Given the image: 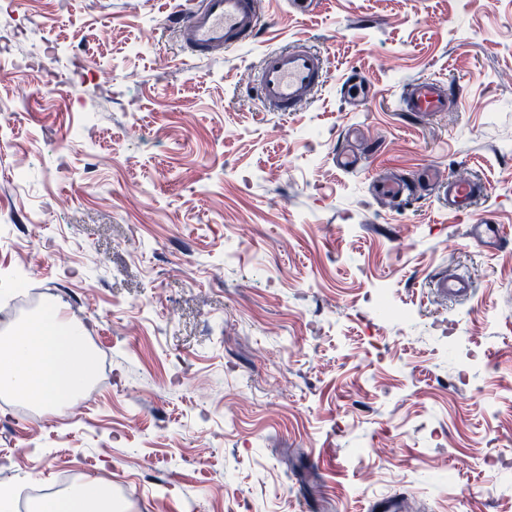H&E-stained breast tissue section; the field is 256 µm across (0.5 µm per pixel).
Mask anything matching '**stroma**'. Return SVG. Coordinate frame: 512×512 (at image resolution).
Instances as JSON below:
<instances>
[{"instance_id":"stroma-1","label":"stroma","mask_w":512,"mask_h":512,"mask_svg":"<svg viewBox=\"0 0 512 512\" xmlns=\"http://www.w3.org/2000/svg\"><path fill=\"white\" fill-rule=\"evenodd\" d=\"M189 3L0 5V35L28 30L0 76V328L36 291L108 375L39 423L0 397V484L71 471L130 512H512V0H261L256 42L208 57L173 22ZM298 41L332 79L265 111L258 62ZM422 77L450 111L400 110ZM463 168L469 216L422 184ZM382 171L410 196L376 199ZM444 269L469 299L429 288Z\"/></svg>"}]
</instances>
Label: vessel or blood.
<instances>
[{
    "label": "vessel or blood",
    "mask_w": 512,
    "mask_h": 512,
    "mask_svg": "<svg viewBox=\"0 0 512 512\" xmlns=\"http://www.w3.org/2000/svg\"><path fill=\"white\" fill-rule=\"evenodd\" d=\"M176 24L185 46L199 54L252 45L260 29L258 0H191ZM257 90L271 112H295L310 102L328 83L331 72L323 56L310 48L285 46L264 54L257 74ZM404 111L419 115L445 112L450 99L438 81L422 79L409 83L401 96ZM427 183L448 205L461 215H471L479 196L477 183L464 172L441 176L428 172ZM377 197L401 201L411 193L407 181L398 177L375 179ZM440 295L464 299L472 293L469 278L444 271L431 282Z\"/></svg>",
    "instance_id": "vessel-or-blood-1"
}]
</instances>
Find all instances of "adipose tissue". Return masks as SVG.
Returning <instances> with one entry per match:
<instances>
[{
  "instance_id": "adipose-tissue-1",
  "label": "adipose tissue",
  "mask_w": 512,
  "mask_h": 512,
  "mask_svg": "<svg viewBox=\"0 0 512 512\" xmlns=\"http://www.w3.org/2000/svg\"><path fill=\"white\" fill-rule=\"evenodd\" d=\"M83 327L60 306L0 335V394L46 407L75 398L92 380ZM30 512H123L107 483L91 480L64 495L34 501Z\"/></svg>"
}]
</instances>
